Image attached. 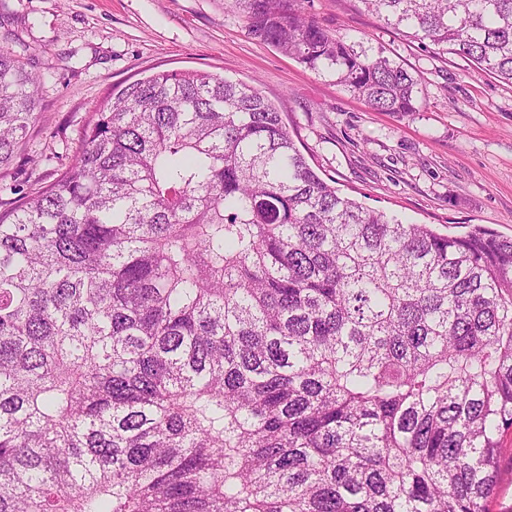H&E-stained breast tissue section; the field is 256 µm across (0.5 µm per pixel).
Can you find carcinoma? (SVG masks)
<instances>
[{
  "instance_id": "1",
  "label": "carcinoma",
  "mask_w": 512,
  "mask_h": 512,
  "mask_svg": "<svg viewBox=\"0 0 512 512\" xmlns=\"http://www.w3.org/2000/svg\"><path fill=\"white\" fill-rule=\"evenodd\" d=\"M512 84V0H356ZM304 0L249 34L380 112L416 73ZM41 107L0 48V171ZM512 238L405 224L312 169L253 86L156 71L0 215V512H490Z\"/></svg>"
}]
</instances>
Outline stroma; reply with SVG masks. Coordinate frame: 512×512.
<instances>
[{
	"label": "stroma",
	"instance_id": "35a3bbf8",
	"mask_svg": "<svg viewBox=\"0 0 512 512\" xmlns=\"http://www.w3.org/2000/svg\"><path fill=\"white\" fill-rule=\"evenodd\" d=\"M330 33L368 42L421 78L422 106L380 112L249 34L231 0H0V48L25 49L43 105L0 177V213L53 182L112 89L160 70L255 86L308 163L343 194L406 223L512 236V86L387 28L355 0H306Z\"/></svg>",
	"mask_w": 512,
	"mask_h": 512
}]
</instances>
